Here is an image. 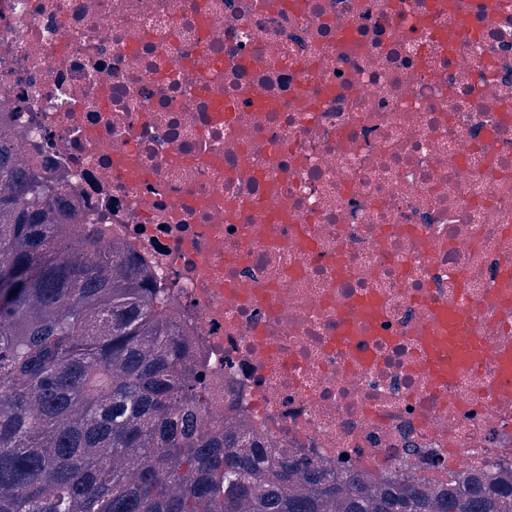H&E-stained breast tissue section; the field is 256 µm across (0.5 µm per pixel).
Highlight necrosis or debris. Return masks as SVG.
<instances>
[{"label": "necrosis or debris", "mask_w": 512, "mask_h": 512, "mask_svg": "<svg viewBox=\"0 0 512 512\" xmlns=\"http://www.w3.org/2000/svg\"><path fill=\"white\" fill-rule=\"evenodd\" d=\"M0 126L172 299L209 423L380 481L512 470L494 359L418 367L437 304L512 343V0H0Z\"/></svg>", "instance_id": "necrosis-or-debris-1"}]
</instances>
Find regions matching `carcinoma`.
Segmentation results:
<instances>
[{"label":"carcinoma","mask_w":512,"mask_h":512,"mask_svg":"<svg viewBox=\"0 0 512 512\" xmlns=\"http://www.w3.org/2000/svg\"><path fill=\"white\" fill-rule=\"evenodd\" d=\"M79 229L0 128V512H512L492 461L441 493L379 486L205 425L152 273Z\"/></svg>","instance_id":"cac0c4a2"}]
</instances>
